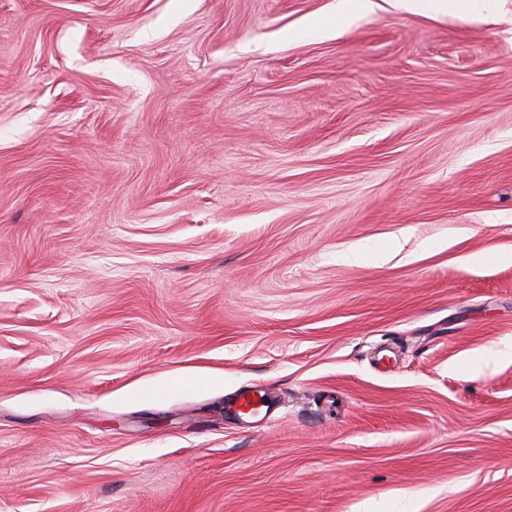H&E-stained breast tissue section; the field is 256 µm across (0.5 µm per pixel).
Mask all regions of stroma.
Here are the masks:
<instances>
[{
    "mask_svg": "<svg viewBox=\"0 0 512 512\" xmlns=\"http://www.w3.org/2000/svg\"><path fill=\"white\" fill-rule=\"evenodd\" d=\"M335 4L0 0V512H512V0ZM378 6L375 0H337L335 12L309 19V31L312 34L328 30L345 31L358 17L373 12ZM414 13L468 14L483 17L492 13L496 0H392Z\"/></svg>",
    "mask_w": 512,
    "mask_h": 512,
    "instance_id": "obj_1",
    "label": "stroma"
}]
</instances>
